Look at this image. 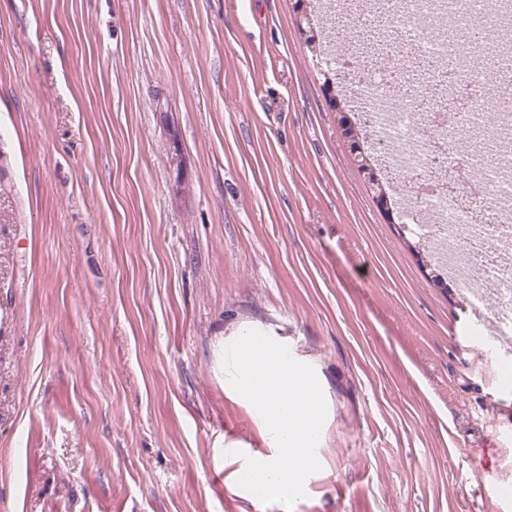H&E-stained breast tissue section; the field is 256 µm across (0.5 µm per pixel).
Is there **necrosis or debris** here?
I'll return each instance as SVG.
<instances>
[{"mask_svg": "<svg viewBox=\"0 0 512 512\" xmlns=\"http://www.w3.org/2000/svg\"><path fill=\"white\" fill-rule=\"evenodd\" d=\"M512 0H390L358 37L373 57L339 60L358 90L375 151L410 187L405 223H423L436 261L512 307V114L488 81L512 70ZM468 137L466 153L456 142Z\"/></svg>", "mask_w": 512, "mask_h": 512, "instance_id": "obj_1", "label": "necrosis or debris"}]
</instances>
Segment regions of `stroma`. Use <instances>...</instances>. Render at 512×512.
Returning <instances> with one entry per match:
<instances>
[{
    "label": "stroma",
    "instance_id": "obj_1",
    "mask_svg": "<svg viewBox=\"0 0 512 512\" xmlns=\"http://www.w3.org/2000/svg\"><path fill=\"white\" fill-rule=\"evenodd\" d=\"M296 0H0V512H512L497 298L433 282ZM257 326L322 380L292 507L224 390ZM309 32L312 34L306 38V42L308 44V48L310 52L312 53V59L313 57L316 58L317 62H319L320 65L324 64L326 70H323L320 68L321 71H323V77H324V83L327 86V88L331 89L332 85V78L329 77L330 71L335 70V74L333 76H336V65L334 63H329L327 55L325 54V48L327 46H330V41H323L321 39H318V34H314L313 27L309 26ZM316 39H318V43L316 44ZM328 44V45H327ZM323 57V58H322Z\"/></svg>",
    "mask_w": 512,
    "mask_h": 512
}]
</instances>
